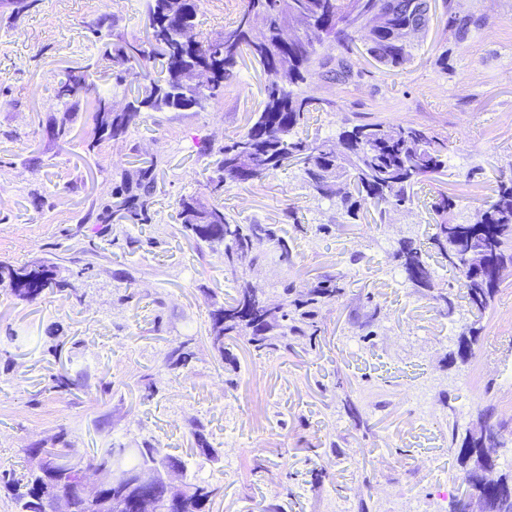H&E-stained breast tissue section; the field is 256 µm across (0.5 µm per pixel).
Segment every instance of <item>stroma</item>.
Returning a JSON list of instances; mask_svg holds the SVG:
<instances>
[{"mask_svg":"<svg viewBox=\"0 0 512 512\" xmlns=\"http://www.w3.org/2000/svg\"><path fill=\"white\" fill-rule=\"evenodd\" d=\"M430 4L402 67L373 59L360 35L350 53L358 76L317 74L302 90L320 104L310 127L323 139L366 121L447 137L448 169L424 191L453 194V222L472 223L512 174V0ZM452 14L473 21L467 40L448 27ZM103 17L111 34L146 35V0H35L17 19L0 6V261H47L70 283L33 303L0 284V474L21 471L29 448L65 446L85 461L148 442L218 487L209 512H456L469 490L451 435L486 409L501 425L494 473L512 471V277L473 313L465 289L436 267L455 302L450 317L411 288L389 254L399 240L432 235L426 196L382 223L346 224L293 167L225 186L228 215L280 225L293 243L288 265L260 245L251 284L275 300L283 284L301 291L340 272L345 290L320 309L316 343L294 336L288 352L265 355L239 339L228 344L231 362L220 360L206 339L209 314L234 282L223 247L185 237L178 203L212 201L217 151L245 130L270 78L246 55L205 111L146 112L119 139L97 140L83 109L56 139L48 119L58 83L95 62L90 27ZM150 159L152 222L100 229L122 173ZM470 327L480 336L463 360L457 340ZM183 343L191 362L170 366L166 353ZM194 420L217 460L198 450Z\"/></svg>","mask_w":512,"mask_h":512,"instance_id":"35a3bbf8","label":"stroma"}]
</instances>
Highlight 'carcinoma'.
I'll list each match as a JSON object with an SVG mask.
<instances>
[{"mask_svg":"<svg viewBox=\"0 0 512 512\" xmlns=\"http://www.w3.org/2000/svg\"><path fill=\"white\" fill-rule=\"evenodd\" d=\"M174 0H148L149 33L154 38L129 41L123 37L102 42L95 70L112 69L116 85L124 83L123 73L135 66L142 68V86L126 95L124 112H93V133L117 139L143 112L182 111L192 106L203 109L224 92V82L236 67L238 59L247 53L265 71L282 68L288 72V84L267 86L260 109L250 117L247 129L230 139L219 149L218 176L211 180V192L220 195L229 183H250L267 177L287 166L289 159H300L298 171L313 196L336 199L342 216L359 218L362 208L369 205L384 218L387 210L414 204L417 192L431 175L447 167L448 139L427 128L410 123L369 122L346 126L337 135L343 151L331 149L330 141L308 133L309 114L317 111L315 99L300 92L301 84L313 75L315 68L332 81L345 82L353 78L356 63L348 58L338 60L321 57L317 47L327 45L347 50L355 35L363 32L369 43L368 54L377 62L399 67L412 56L411 41L394 43L391 33L415 31L426 25L428 0H243L234 21L224 30L205 37L203 41L185 42L180 26L188 22L197 25L202 0H183L182 13L170 14ZM384 12L388 16L385 31L367 30L370 16ZM293 16L304 27L319 28L323 37H313L306 45L284 47L279 42L280 27ZM158 66L157 76L145 69L146 64ZM211 71L207 83L193 85L183 80L184 72L193 67ZM94 73L88 70L70 71L59 82L56 97L62 116L53 118L52 135L57 139L68 136L71 113L88 105L83 95L95 91ZM156 167L145 161L136 176L122 175L111 200L102 206L98 220L102 224L118 221L123 224H149L155 192ZM457 202L446 192H440L431 202L432 212L439 217L429 246L416 244L410 238L398 242L392 259L403 269L406 280L414 288L430 293L440 311L451 317L455 305L448 289L438 287L433 280L431 253L448 250V238L457 242L453 259L445 266L455 281L466 289L470 308L483 313L490 306L500 283L496 270L512 265V177L498 181L496 196L483 210V220L465 229L448 223ZM179 220L185 235L198 243L224 246V268L236 277L234 294L224 305L210 313L208 339L222 360H229L226 341L245 339L259 352H286L291 348L288 338L307 336L314 340L322 332L319 310L338 299L344 291L340 274H324L307 291L297 294L287 285L279 303L264 304L265 292L254 288L238 272L254 264L259 255L255 243L270 244L282 263L292 258L288 238L277 224H239L224 211V205L204 206L193 196L179 201ZM8 281L11 294L22 302L32 303L54 287L63 289L66 282L58 279L52 264L20 266L0 264V281ZM192 353L181 344L172 348L166 361L185 366ZM483 441L467 434L460 447V459L471 458L481 463ZM128 471L149 462L166 460L188 469L181 458L166 454L145 443L141 454H124L120 448H109L92 458L89 466L99 470L112 467L114 457ZM43 473L30 468L16 477L0 476V483L14 500L17 512H45L46 499L42 486ZM202 493L183 503L180 512H205L217 495L212 485L191 479Z\"/></svg>","mask_w":512,"mask_h":512,"instance_id":"cac0c4a2","label":"carcinoma"}]
</instances>
